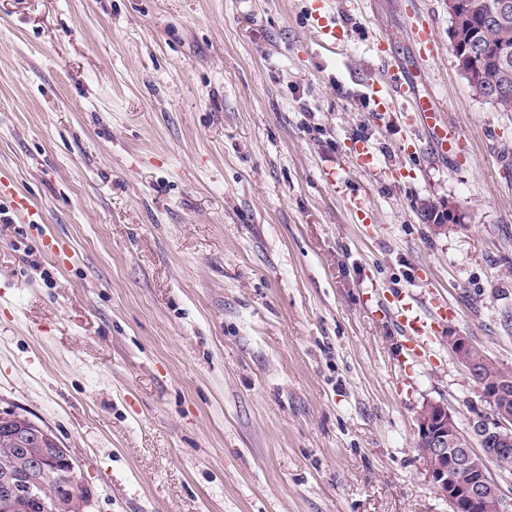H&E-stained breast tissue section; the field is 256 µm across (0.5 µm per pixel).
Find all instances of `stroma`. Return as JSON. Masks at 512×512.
I'll use <instances>...</instances> for the list:
<instances>
[{
  "instance_id": "35a3bbf8",
  "label": "stroma",
  "mask_w": 512,
  "mask_h": 512,
  "mask_svg": "<svg viewBox=\"0 0 512 512\" xmlns=\"http://www.w3.org/2000/svg\"><path fill=\"white\" fill-rule=\"evenodd\" d=\"M0 0V408L76 458L91 512H451L417 442L467 420L448 345L512 372V112L445 0ZM427 29L420 51L414 31ZM417 73L463 139L376 112ZM454 202L437 233L422 204ZM447 308L407 357L385 295ZM319 3V11L315 13L313 20L320 28L326 47L332 49L336 44V18L326 9V0H320Z\"/></svg>"
}]
</instances>
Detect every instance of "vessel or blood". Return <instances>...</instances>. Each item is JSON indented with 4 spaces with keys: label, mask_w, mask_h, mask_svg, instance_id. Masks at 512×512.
I'll list each match as a JSON object with an SVG mask.
<instances>
[{
    "label": "vessel or blood",
    "mask_w": 512,
    "mask_h": 512,
    "mask_svg": "<svg viewBox=\"0 0 512 512\" xmlns=\"http://www.w3.org/2000/svg\"><path fill=\"white\" fill-rule=\"evenodd\" d=\"M412 78H394L388 85L375 87L372 99L377 111L387 112L399 108L407 124L421 125L427 128L435 147L440 152H447L452 133L442 119V110L433 96L416 97L412 93ZM389 310L399 324L405 337L403 347L414 354H423L432 340L431 332L444 307L433 303L429 316H421L414 311L412 300L405 293L398 292L386 299Z\"/></svg>",
    "instance_id": "vessel-or-blood-1"
}]
</instances>
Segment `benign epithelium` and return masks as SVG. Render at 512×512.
Listing matches in <instances>:
<instances>
[{"mask_svg":"<svg viewBox=\"0 0 512 512\" xmlns=\"http://www.w3.org/2000/svg\"><path fill=\"white\" fill-rule=\"evenodd\" d=\"M451 30H466L467 16L462 11L461 0H445ZM458 69L470 78L477 94L481 73L477 61V42L468 38L453 44ZM448 346L467 375L479 383L481 401L495 403L501 395L502 380L485 379L483 363L472 357V343L466 336L448 337ZM419 452L423 458L428 479L439 496L448 501L452 512H507L498 483L482 468L488 459H496L512 452V415L508 408L489 412L475 408L467 424L460 426L456 413L443 402H429L420 411L417 426ZM48 474L31 480L25 474L6 476L0 480L5 486L31 489L32 483L46 482Z\"/></svg>","mask_w":512,"mask_h":512,"instance_id":"obj_1","label":"benign epithelium"}]
</instances>
